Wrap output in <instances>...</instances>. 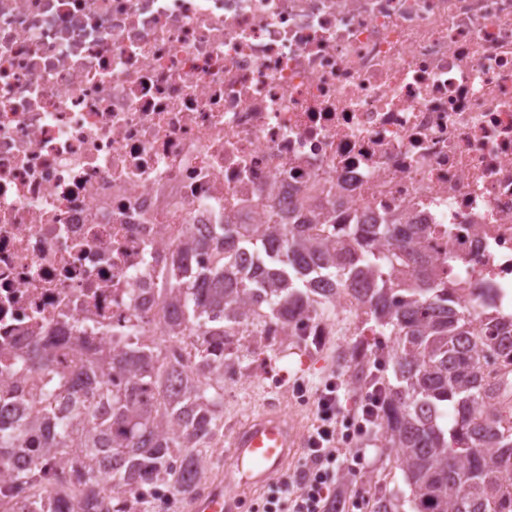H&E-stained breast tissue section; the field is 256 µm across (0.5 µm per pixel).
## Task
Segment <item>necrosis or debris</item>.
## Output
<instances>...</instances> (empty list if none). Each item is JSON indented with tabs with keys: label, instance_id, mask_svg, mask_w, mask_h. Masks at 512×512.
<instances>
[{
	"label": "necrosis or debris",
	"instance_id": "obj_1",
	"mask_svg": "<svg viewBox=\"0 0 512 512\" xmlns=\"http://www.w3.org/2000/svg\"><path fill=\"white\" fill-rule=\"evenodd\" d=\"M328 208L512 318V0H0V421L32 346L161 336L167 253Z\"/></svg>",
	"mask_w": 512,
	"mask_h": 512
}]
</instances>
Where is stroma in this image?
Masks as SVG:
<instances>
[{"label":"stroma","mask_w":512,"mask_h":512,"mask_svg":"<svg viewBox=\"0 0 512 512\" xmlns=\"http://www.w3.org/2000/svg\"><path fill=\"white\" fill-rule=\"evenodd\" d=\"M354 342L351 329L343 322L330 321L325 343L309 349L295 341L283 338L265 355H257L249 347L241 351L242 381L233 390L232 401L225 403L221 414L223 427L202 449L201 457L209 481L224 475V455L236 429L251 415L267 406H276L290 413L301 431H309L315 417L314 410H300L297 406L296 385L314 390L323 380L336 374V353ZM357 446L360 454L354 463L358 473L351 478L352 490L346 497L348 512H354L356 503L369 493L383 462L390 457V449L380 447L374 434L361 435Z\"/></svg>","instance_id":"obj_1"}]
</instances>
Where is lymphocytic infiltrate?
<instances>
[{"label": "lymphocytic infiltrate", "instance_id": "f902f5d3", "mask_svg": "<svg viewBox=\"0 0 512 512\" xmlns=\"http://www.w3.org/2000/svg\"><path fill=\"white\" fill-rule=\"evenodd\" d=\"M316 420L297 472L281 475L269 486L266 512H336V480L345 461L338 444L347 433L374 429L380 397L367 393L358 407H349L340 385L328 379L315 391Z\"/></svg>", "mask_w": 512, "mask_h": 512}]
</instances>
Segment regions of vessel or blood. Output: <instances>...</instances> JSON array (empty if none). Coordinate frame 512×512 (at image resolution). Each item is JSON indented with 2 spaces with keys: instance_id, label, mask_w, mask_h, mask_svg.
Segmentation results:
<instances>
[{
  "instance_id": "vessel-or-blood-1",
  "label": "vessel or blood",
  "mask_w": 512,
  "mask_h": 512,
  "mask_svg": "<svg viewBox=\"0 0 512 512\" xmlns=\"http://www.w3.org/2000/svg\"><path fill=\"white\" fill-rule=\"evenodd\" d=\"M304 438L296 423L270 407L244 422L224 460L223 481L191 502V512H240L245 492L272 483L296 456Z\"/></svg>"
}]
</instances>
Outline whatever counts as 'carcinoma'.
Instances as JSON below:
<instances>
[{
	"mask_svg": "<svg viewBox=\"0 0 512 512\" xmlns=\"http://www.w3.org/2000/svg\"><path fill=\"white\" fill-rule=\"evenodd\" d=\"M392 242L382 251L376 242ZM258 264L239 268L241 248ZM186 257L173 256L161 274L159 292L172 317L165 336L199 337L197 361L214 369V382L183 383L179 364H158L132 325L134 342L110 357L91 361L95 385L85 390L72 414L44 432L53 403L69 394L67 374L55 370L49 354L33 352L24 370L40 379L47 400L18 427L0 428V473L41 483L24 512H59L62 500L76 512H123L95 493L102 483L113 494L132 491L159 475L190 495L201 482L199 449L220 428L216 408L224 404V370L241 366L237 337L262 336L265 327L286 329L305 307L326 321L336 310L312 298L317 288H353L363 301L350 323L360 340L349 348L358 387L385 388L377 430L383 446L398 449L394 460L410 489V512H512V494L501 489L512 479V424L490 408L495 388L484 366L512 344V321L488 315L492 335L463 301L467 284L448 286L444 269L423 259L414 237L400 233L389 218L376 224H346L339 240L309 239L283 224L247 235L246 225H224V258L201 276L189 273ZM370 333L372 340L363 338ZM79 485L53 486L50 456L40 449L66 445ZM32 448V468L16 471L11 456ZM403 504L379 492L371 512H400Z\"/></svg>",
	"mask_w": 512,
	"mask_h": 512,
	"instance_id": "1",
	"label": "carcinoma"
}]
</instances>
